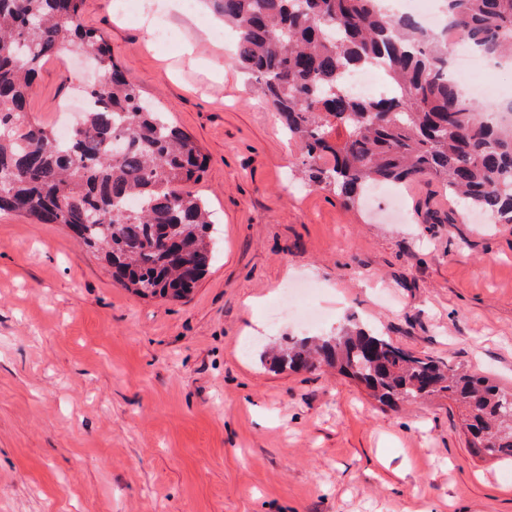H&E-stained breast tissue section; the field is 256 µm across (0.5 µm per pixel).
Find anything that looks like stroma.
Segmentation results:
<instances>
[{"instance_id":"35a3bbf8","label":"stroma","mask_w":512,"mask_h":512,"mask_svg":"<svg viewBox=\"0 0 512 512\" xmlns=\"http://www.w3.org/2000/svg\"><path fill=\"white\" fill-rule=\"evenodd\" d=\"M199 9L84 2L207 159L195 189L217 257L192 293L135 294L64 225L0 214V512H512V462L476 456L448 399L393 410L336 371L263 363L308 335L268 317L305 276L331 313L319 335L356 323L512 389V224L427 223L449 202L425 181L404 187L396 222L308 183L233 47L208 37L211 5ZM95 77L90 61L52 57L28 119L59 127Z\"/></svg>"}]
</instances>
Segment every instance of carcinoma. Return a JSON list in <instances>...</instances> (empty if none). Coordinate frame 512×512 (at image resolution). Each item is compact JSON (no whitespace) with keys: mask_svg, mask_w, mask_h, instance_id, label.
Wrapping results in <instances>:
<instances>
[{"mask_svg":"<svg viewBox=\"0 0 512 512\" xmlns=\"http://www.w3.org/2000/svg\"><path fill=\"white\" fill-rule=\"evenodd\" d=\"M235 32L237 63L300 151L309 180L355 205L373 183L428 180L493 224H512V128L462 95L448 74L450 46L490 60L512 57V0H443L448 26L434 38L382 0H210ZM84 0H0V213L63 224L141 296L183 299L215 261L207 202L189 190L206 165L195 140L147 104L98 31ZM90 51L101 80L71 135L26 116L44 62ZM377 66L393 94L361 97L346 72ZM271 364L335 368L381 405L444 395L461 410L468 447L512 457V390L488 377L418 357L375 330L292 342Z\"/></svg>","mask_w":512,"mask_h":512,"instance_id":"obj_1","label":"carcinoma"}]
</instances>
